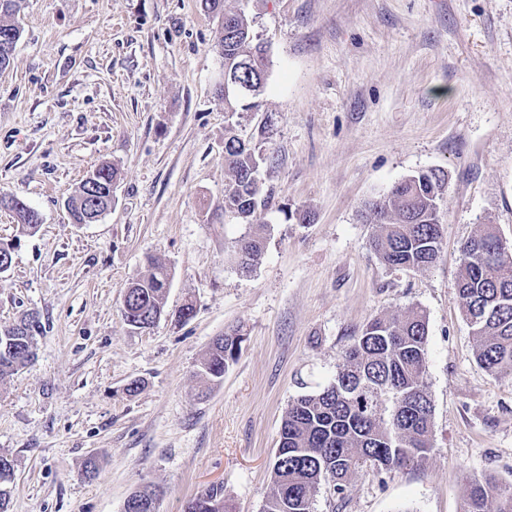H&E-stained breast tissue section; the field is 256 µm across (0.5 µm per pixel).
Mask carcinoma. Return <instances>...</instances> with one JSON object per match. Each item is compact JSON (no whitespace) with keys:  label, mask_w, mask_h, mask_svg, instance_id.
<instances>
[{"label":"carcinoma","mask_w":512,"mask_h":512,"mask_svg":"<svg viewBox=\"0 0 512 512\" xmlns=\"http://www.w3.org/2000/svg\"><path fill=\"white\" fill-rule=\"evenodd\" d=\"M20 0H0V71L9 68L21 29L10 21ZM207 14L224 19L217 48L224 73L247 88V93L224 99V111L246 110L247 98L264 90L267 49L256 41L251 21L225 0H202ZM263 158L255 154L238 123L224 128V166L230 180L224 188V214L247 220L268 197L257 180ZM117 170L101 164L80 183L65 206L75 224H91L112 208V185ZM441 170H429L397 182L390 194L368 205V221L380 226L371 248L391 267L422 268L434 263L442 247L436 199L445 183ZM0 205L15 213L18 223L34 229L36 210L14 197L0 196ZM493 227L486 224L460 248L457 283L462 312L477 339L476 360L493 375H512V253L499 246ZM264 248L258 231L240 242L239 262L248 268ZM167 270L152 264L132 281L123 305L134 320L147 323L165 313ZM37 316L29 314L0 332V377L29 363ZM426 315L411 310L401 318L368 322L343 352L336 373L327 383L313 385L301 378L303 392L285 411L273 466V490L263 512H314L315 497L329 484L344 492L349 476L369 465L379 471L405 466L431 448L433 404L425 383L427 366ZM242 337L224 333L209 347L202 371L212 379L224 376L236 361ZM14 476L13 460L0 456V512H8ZM157 491L145 486L132 492L124 512H152ZM224 490L211 486L187 501L186 512H228ZM462 512H512V483L492 475L473 479Z\"/></svg>","instance_id":"cac0c4a2"}]
</instances>
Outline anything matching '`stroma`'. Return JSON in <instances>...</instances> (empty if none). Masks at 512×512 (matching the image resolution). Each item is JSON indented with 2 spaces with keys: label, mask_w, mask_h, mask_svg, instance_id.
Masks as SVG:
<instances>
[{
  "label": "stroma",
  "mask_w": 512,
  "mask_h": 512,
  "mask_svg": "<svg viewBox=\"0 0 512 512\" xmlns=\"http://www.w3.org/2000/svg\"><path fill=\"white\" fill-rule=\"evenodd\" d=\"M268 50L241 130L267 160L268 206L226 217L224 60L200 0H21L0 72V329L37 313L35 358L0 378L9 512H123L144 485L183 512L222 485L232 512H262L297 379L323 381L371 320L422 310L433 403L425 458L365 466L315 512H461L471 478L512 482V378L476 361L457 297L459 245L482 225L512 243V0H227ZM118 170L93 224L65 207L87 173ZM431 169L443 245L424 268L370 247L367 202ZM263 229L250 271L236 249ZM169 273L167 318L132 329L121 309L148 261ZM188 322L171 315L186 303ZM240 329L221 381L212 340ZM138 392L128 393L133 381ZM98 470L86 477L87 458ZM0 205L13 211L18 224H22L23 227L34 229L39 224L33 220V215L39 213L17 198L0 196Z\"/></svg>",
  "instance_id": "obj_1"
}]
</instances>
